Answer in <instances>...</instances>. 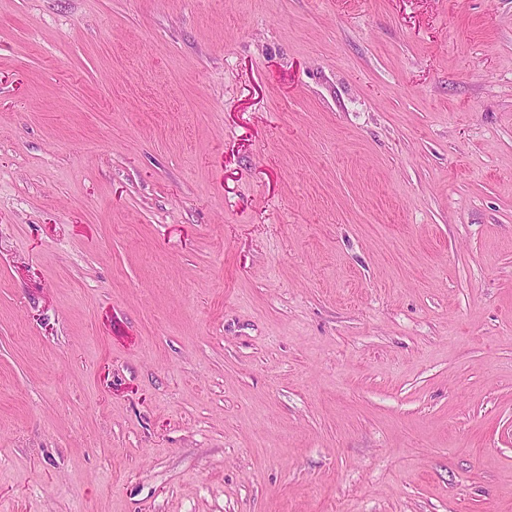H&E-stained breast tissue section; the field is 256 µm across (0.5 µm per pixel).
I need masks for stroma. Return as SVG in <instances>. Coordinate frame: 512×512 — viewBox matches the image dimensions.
<instances>
[{
    "mask_svg": "<svg viewBox=\"0 0 512 512\" xmlns=\"http://www.w3.org/2000/svg\"><path fill=\"white\" fill-rule=\"evenodd\" d=\"M0 512H512V0H0Z\"/></svg>",
    "mask_w": 512,
    "mask_h": 512,
    "instance_id": "obj_1",
    "label": "stroma"
}]
</instances>
